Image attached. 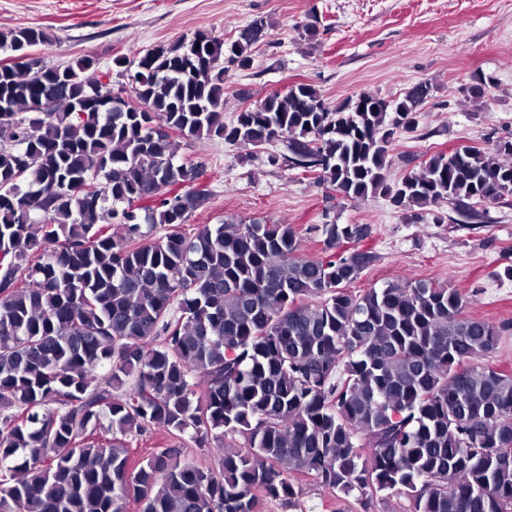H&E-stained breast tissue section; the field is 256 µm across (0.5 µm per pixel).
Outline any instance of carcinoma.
Instances as JSON below:
<instances>
[{
    "instance_id": "carcinoma-1",
    "label": "carcinoma",
    "mask_w": 512,
    "mask_h": 512,
    "mask_svg": "<svg viewBox=\"0 0 512 512\" xmlns=\"http://www.w3.org/2000/svg\"><path fill=\"white\" fill-rule=\"evenodd\" d=\"M268 27L242 28L230 63L251 66ZM49 44L0 32V512H259L298 496L291 474L409 512H512V371L487 364L508 327L446 282L350 291L375 260L366 224L311 227L319 257L292 224L187 227L208 193L177 162L187 138L279 143L269 164H318L344 200L383 194L417 220L447 203L480 224L485 203L512 206V133L391 187L426 82L334 108L301 83L226 124L224 40L194 35L114 59L144 111L79 112L112 84L90 57L28 56ZM493 84L473 75L470 98ZM46 96L54 111H31ZM148 431L217 453L134 462L128 438Z\"/></svg>"
}]
</instances>
